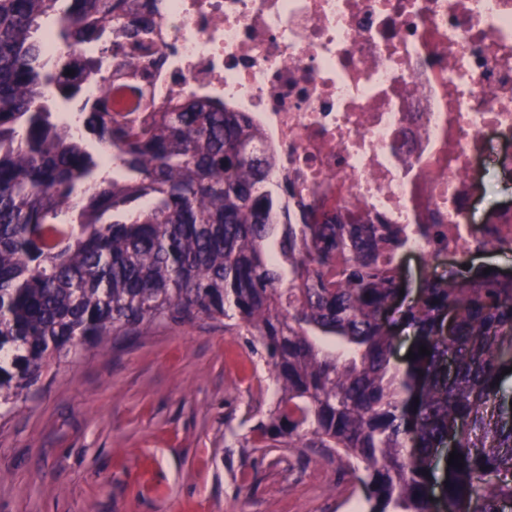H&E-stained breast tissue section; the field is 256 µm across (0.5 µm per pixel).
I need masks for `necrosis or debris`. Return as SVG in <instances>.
<instances>
[{
    "instance_id": "obj_1",
    "label": "necrosis or debris",
    "mask_w": 512,
    "mask_h": 512,
    "mask_svg": "<svg viewBox=\"0 0 512 512\" xmlns=\"http://www.w3.org/2000/svg\"><path fill=\"white\" fill-rule=\"evenodd\" d=\"M160 110L208 95L250 113L292 218L393 224L401 251L459 265L512 252V0H161Z\"/></svg>"
}]
</instances>
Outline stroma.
Segmentation results:
<instances>
[{
  "label": "stroma",
  "mask_w": 512,
  "mask_h": 512,
  "mask_svg": "<svg viewBox=\"0 0 512 512\" xmlns=\"http://www.w3.org/2000/svg\"><path fill=\"white\" fill-rule=\"evenodd\" d=\"M274 389L209 319L78 350L0 419V512H356L343 461L253 447Z\"/></svg>",
  "instance_id": "1"
}]
</instances>
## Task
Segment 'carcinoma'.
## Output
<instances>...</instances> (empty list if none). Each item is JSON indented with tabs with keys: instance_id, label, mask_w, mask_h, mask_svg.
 <instances>
[{
	"instance_id": "carcinoma-1",
	"label": "carcinoma",
	"mask_w": 512,
	"mask_h": 512,
	"mask_svg": "<svg viewBox=\"0 0 512 512\" xmlns=\"http://www.w3.org/2000/svg\"><path fill=\"white\" fill-rule=\"evenodd\" d=\"M157 15L155 0H0V417L80 348L226 319L277 387L245 418L257 447L346 459L362 512H431L432 496L512 512V280H426L402 312L415 358L395 366L387 225L293 223L269 157L243 155L262 131L221 99L134 125L66 77L113 71L143 94ZM48 26L64 51L45 62ZM457 425L461 468L438 459Z\"/></svg>"
}]
</instances>
